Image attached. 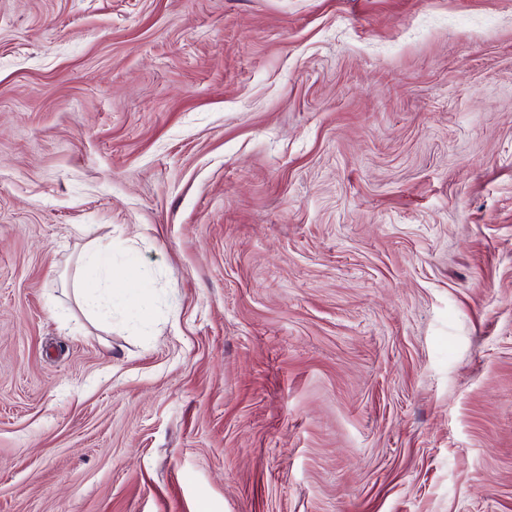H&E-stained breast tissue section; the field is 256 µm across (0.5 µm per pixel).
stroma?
<instances>
[{
    "instance_id": "1",
    "label": "stroma",
    "mask_w": 512,
    "mask_h": 512,
    "mask_svg": "<svg viewBox=\"0 0 512 512\" xmlns=\"http://www.w3.org/2000/svg\"><path fill=\"white\" fill-rule=\"evenodd\" d=\"M0 512H512V0H0Z\"/></svg>"
}]
</instances>
